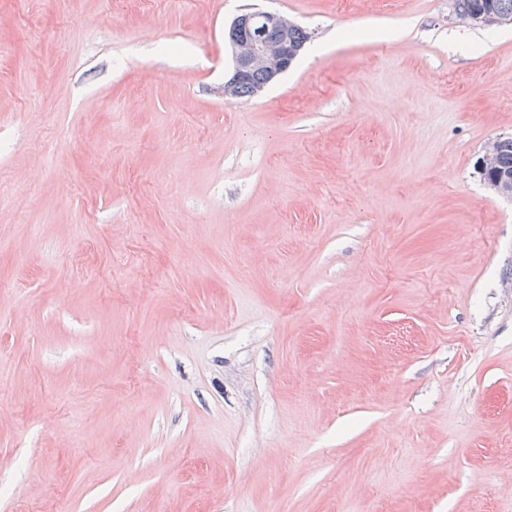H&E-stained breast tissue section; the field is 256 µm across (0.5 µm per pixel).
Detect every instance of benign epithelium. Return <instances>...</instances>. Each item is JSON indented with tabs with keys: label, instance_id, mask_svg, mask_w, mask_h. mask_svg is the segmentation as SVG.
I'll list each match as a JSON object with an SVG mask.
<instances>
[{
	"label": "benign epithelium",
	"instance_id": "benign-epithelium-1",
	"mask_svg": "<svg viewBox=\"0 0 512 512\" xmlns=\"http://www.w3.org/2000/svg\"><path fill=\"white\" fill-rule=\"evenodd\" d=\"M296 24L287 17L264 11L237 16L224 30V40L232 47L234 69L224 80V99H236L239 85L261 70L272 82L285 73L303 50L292 38Z\"/></svg>",
	"mask_w": 512,
	"mask_h": 512
}]
</instances>
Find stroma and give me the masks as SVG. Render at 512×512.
Masks as SVG:
<instances>
[{"instance_id": "1", "label": "stroma", "mask_w": 512, "mask_h": 512, "mask_svg": "<svg viewBox=\"0 0 512 512\" xmlns=\"http://www.w3.org/2000/svg\"><path fill=\"white\" fill-rule=\"evenodd\" d=\"M511 85L451 0H0V512H512ZM293 29L299 43L310 35L287 17L264 11L243 13L224 29V40L231 45L234 57L233 72L224 79L226 100L251 97L252 85L244 83L255 71L261 70L267 76L258 94L289 69L305 46L293 40ZM241 84L244 85L238 89L236 97V90ZM488 154H484L477 162L478 173L481 177L486 172ZM489 173L486 177L489 181L500 180L512 188V137L497 138L492 142L489 159ZM509 187L494 188L502 194L508 195Z\"/></svg>"}]
</instances>
